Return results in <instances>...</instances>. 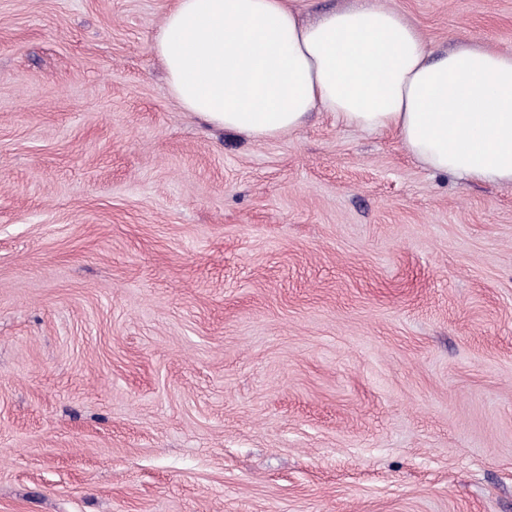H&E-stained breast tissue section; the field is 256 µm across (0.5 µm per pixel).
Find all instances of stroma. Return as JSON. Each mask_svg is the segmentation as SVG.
<instances>
[{"mask_svg":"<svg viewBox=\"0 0 512 512\" xmlns=\"http://www.w3.org/2000/svg\"><path fill=\"white\" fill-rule=\"evenodd\" d=\"M512 54V0H381ZM174 0H0V512H512V186L170 95Z\"/></svg>","mask_w":512,"mask_h":512,"instance_id":"obj_1","label":"stroma"}]
</instances>
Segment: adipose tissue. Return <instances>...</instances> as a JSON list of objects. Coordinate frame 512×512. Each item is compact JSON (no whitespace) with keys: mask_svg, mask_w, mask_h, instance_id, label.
<instances>
[{"mask_svg":"<svg viewBox=\"0 0 512 512\" xmlns=\"http://www.w3.org/2000/svg\"><path fill=\"white\" fill-rule=\"evenodd\" d=\"M186 111L256 140L318 111L392 131L422 165L512 185V55L434 52L380 0L304 23L292 0H176L153 41Z\"/></svg>","mask_w":512,"mask_h":512,"instance_id":"obj_1","label":"adipose tissue"}]
</instances>
